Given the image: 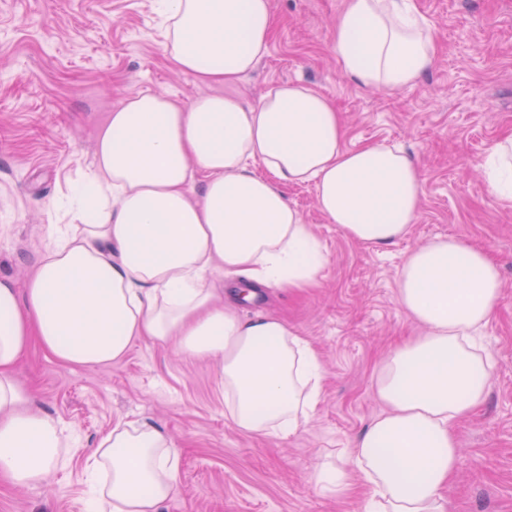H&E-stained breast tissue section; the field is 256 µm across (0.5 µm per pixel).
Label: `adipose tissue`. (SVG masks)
I'll return each mask as SVG.
<instances>
[{
	"instance_id": "1",
	"label": "adipose tissue",
	"mask_w": 512,
	"mask_h": 512,
	"mask_svg": "<svg viewBox=\"0 0 512 512\" xmlns=\"http://www.w3.org/2000/svg\"><path fill=\"white\" fill-rule=\"evenodd\" d=\"M175 68L206 86L183 106L147 89L100 126L86 182L96 210L55 225L24 288L0 277V475L20 487L63 465L73 436L30 405L15 369L31 344L66 367L105 366L148 339L219 361L226 415L248 435L288 438L307 422L323 379L313 345L268 314L241 316L211 273L247 284L316 287L328 256L285 192L314 185L317 207L350 239L384 246L416 223L423 177L401 150L350 148L331 99L300 83L255 104L238 89L267 54L270 0H156ZM437 51L414 0H344L334 52L359 87L415 86ZM492 194L512 203V135L483 163ZM399 300L425 329L394 348L373 379L385 405L352 446L321 463L317 492L368 488L364 512H446L439 491L462 450L456 421L487 398L493 358L478 337L501 301L497 266L448 238L412 250ZM176 451L145 421L116 424L88 458L99 478L87 512H161L179 481Z\"/></svg>"
}]
</instances>
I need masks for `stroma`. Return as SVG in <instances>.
<instances>
[{
	"label": "stroma",
	"mask_w": 512,
	"mask_h": 512,
	"mask_svg": "<svg viewBox=\"0 0 512 512\" xmlns=\"http://www.w3.org/2000/svg\"><path fill=\"white\" fill-rule=\"evenodd\" d=\"M434 23L438 53L422 81L390 94L357 87L333 50L344 0H271L276 27L243 93L302 81L330 96L348 147L403 148L424 194L408 235L379 247L328 223L312 186L290 201L328 252L320 285L259 289L242 316L283 318L317 349L322 392L308 424L289 438L249 436L224 415L216 361L176 344L136 341L104 367H66L32 345L17 369L34 407L76 438L64 466L42 485L0 480V512H86V460L117 422L165 432L179 483L162 512H362L361 495L314 489L323 453L350 447L384 410L371 380L387 351L422 326L398 300L397 274L417 246L457 238L498 265L502 299L484 330L495 366L485 404L455 425L463 457L442 495L447 512H512V203L489 191L481 165L512 133V0H415ZM190 104L204 88L174 68L154 0H0V276L24 285L52 227L89 169L108 112L144 89Z\"/></svg>",
	"instance_id": "obj_1"
}]
</instances>
